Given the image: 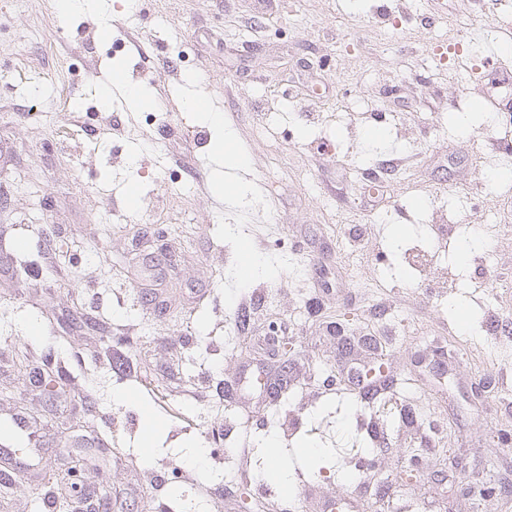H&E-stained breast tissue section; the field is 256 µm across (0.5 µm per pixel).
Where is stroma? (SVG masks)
Here are the masks:
<instances>
[{"instance_id":"stroma-1","label":"stroma","mask_w":512,"mask_h":512,"mask_svg":"<svg viewBox=\"0 0 512 512\" xmlns=\"http://www.w3.org/2000/svg\"><path fill=\"white\" fill-rule=\"evenodd\" d=\"M507 24L512 0H102L63 21L0 0V428H37L0 512H512V58L480 63ZM116 68L153 107L103 105ZM199 93L247 160L239 200L197 179L218 168L181 105ZM344 348L380 393L342 382ZM270 437L320 460L285 486Z\"/></svg>"}]
</instances>
